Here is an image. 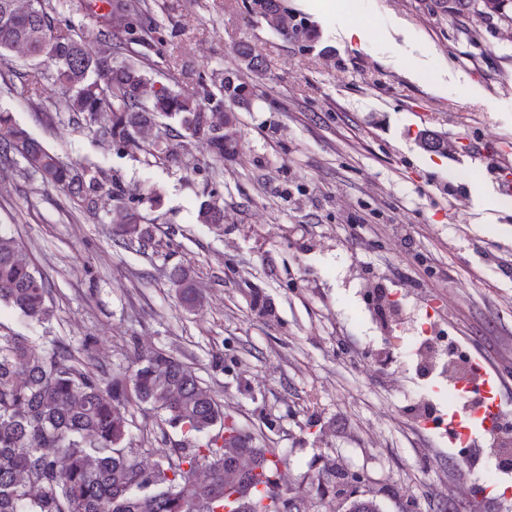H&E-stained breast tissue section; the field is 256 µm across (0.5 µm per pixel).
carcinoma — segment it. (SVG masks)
<instances>
[{"mask_svg": "<svg viewBox=\"0 0 512 512\" xmlns=\"http://www.w3.org/2000/svg\"><path fill=\"white\" fill-rule=\"evenodd\" d=\"M99 36L119 49L155 24L140 0H107ZM251 11L283 37L312 42L315 32L282 0H249ZM23 48L45 59L68 91L62 108L92 121L105 111L97 134L116 153L168 156L167 137L194 140L219 161L233 154L235 109H249L252 88L229 72L219 97L205 103L177 92L134 62L112 65L110 55L89 56L83 39L61 26L45 0H0V51ZM236 52L249 70L261 66L250 45ZM180 131L163 132L159 118ZM16 155L43 184L79 198L93 209L112 201L114 235L152 241L142 205L153 196L131 197L124 185L104 181L101 170L64 161L9 112H0V158ZM198 219L224 223V208L201 202ZM170 280L180 303L199 302L191 272L175 267ZM0 305L30 324L52 317L44 277L10 239L0 237ZM155 416L181 435L175 448H134L129 441L134 413ZM277 448H254L251 437L224 413V404L182 360L162 350L133 353L130 365L108 370L82 361L60 339L48 345L8 330L0 335V512H307L306 489L336 484L303 476L292 485Z\"/></svg>", "mask_w": 512, "mask_h": 512, "instance_id": "cac0c4a2", "label": "carcinoma"}]
</instances>
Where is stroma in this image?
Wrapping results in <instances>:
<instances>
[{"mask_svg": "<svg viewBox=\"0 0 512 512\" xmlns=\"http://www.w3.org/2000/svg\"><path fill=\"white\" fill-rule=\"evenodd\" d=\"M145 2L156 28L114 51L113 64L136 61L200 97L242 71L239 42L262 59L261 70L243 71L255 97L237 114L235 154L218 163L176 137V161L119 157L83 117L55 110L65 89L45 63L0 52V111L63 160L160 195L148 212L152 243L120 244L106 209L45 186L20 158L1 162L0 232L48 279L54 316L28 326L1 307L0 325L77 348L92 339L90 359L107 368L125 364L129 338L164 349L194 367L253 447L282 450L290 479L333 462L366 474L355 495L378 512H404V486L418 512H467L495 461L459 479L447 432L407 422L411 396L431 395L440 375L420 377L400 357L363 372L362 352L384 342L357 284L371 263L377 282L402 288L403 335L432 310L498 375L512 410V197L497 193L471 146L490 132L512 152V23L456 0H283L314 24L306 46L250 14L248 0ZM86 4L50 0L96 54ZM424 129L447 140L446 154L423 149ZM446 184L455 198L441 193ZM210 198L224 208L219 231L197 220ZM395 222L415 226L410 248L390 235ZM353 230L361 247L347 240ZM176 266L191 269L199 306L179 303ZM257 295L273 316L258 315ZM340 420L349 437L332 433Z\"/></svg>", "mask_w": 512, "mask_h": 512, "instance_id": "obj_1", "label": "stroma"}]
</instances>
